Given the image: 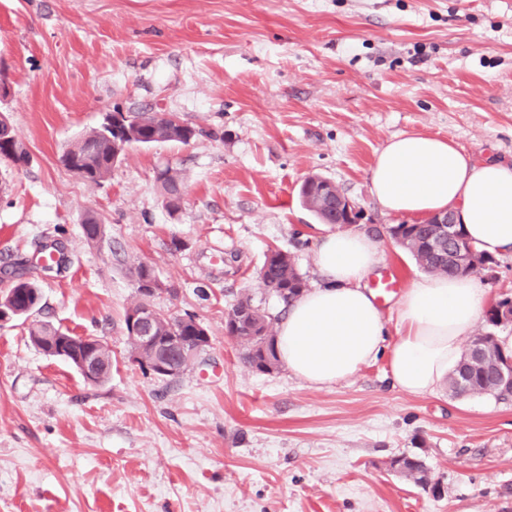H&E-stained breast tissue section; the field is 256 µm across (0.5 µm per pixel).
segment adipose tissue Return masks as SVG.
<instances>
[{
  "label": "adipose tissue",
  "instance_id": "obj_1",
  "mask_svg": "<svg viewBox=\"0 0 512 512\" xmlns=\"http://www.w3.org/2000/svg\"><path fill=\"white\" fill-rule=\"evenodd\" d=\"M370 182L387 213L452 211L487 256L512 253V164L474 162L447 139L417 132L385 142ZM379 261L378 244L365 232L340 230L322 239L314 255L320 282L291 301L277 323L278 357L290 372L330 386L385 350L394 385L407 393H431L446 379L460 359L461 338L482 313V288L469 274L413 280L397 307L405 332L389 346L383 315L365 284Z\"/></svg>",
  "mask_w": 512,
  "mask_h": 512
}]
</instances>
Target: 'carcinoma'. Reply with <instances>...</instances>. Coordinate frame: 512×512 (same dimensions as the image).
I'll return each mask as SVG.
<instances>
[{"instance_id": "obj_1", "label": "carcinoma", "mask_w": 512, "mask_h": 512, "mask_svg": "<svg viewBox=\"0 0 512 512\" xmlns=\"http://www.w3.org/2000/svg\"><path fill=\"white\" fill-rule=\"evenodd\" d=\"M202 130L185 122L165 121L157 112H141L136 116H125L119 112L112 115V122L100 125L80 137L60 157L61 164L68 170H78L84 180L100 184L108 179L112 167L117 163L125 147L139 143L150 145L157 142H179L188 144ZM0 158L20 169L29 164L30 154L26 144L18 138L13 127L0 123ZM157 181L164 191L167 206L175 207L180 199L182 178L172 168H165L157 175ZM389 235L406 248L416 264L428 273L457 275L469 274L473 268L454 262L457 246L450 242L440 248H432L435 226L432 224H394L388 228ZM153 277V271L140 263L135 268L134 281L137 293L145 297L143 288ZM259 279L266 292L287 305L306 288V282L288 253L274 250L265 259L259 271ZM41 296L39 288L31 281L20 280L3 297L0 307H17L21 304H35L34 297ZM228 335L237 338L242 347V360L250 367L268 372L278 362L275 350V336L271 330V317L262 311L252 299L239 300L225 316ZM157 336H182L194 342V337L205 331L195 317L172 318L157 314L155 323ZM60 336L73 346L81 344V337L60 327L47 323H33L28 328L32 345L41 348L42 337ZM479 346L469 347L457 368L448 377V390L455 397L468 394H488L498 400L512 398V354L503 353L498 337L488 332L476 338Z\"/></svg>"}]
</instances>
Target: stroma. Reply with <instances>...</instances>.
<instances>
[{
  "instance_id": "1",
  "label": "stroma",
  "mask_w": 512,
  "mask_h": 512,
  "mask_svg": "<svg viewBox=\"0 0 512 512\" xmlns=\"http://www.w3.org/2000/svg\"><path fill=\"white\" fill-rule=\"evenodd\" d=\"M0 98L30 163L0 162V296L37 284L31 318L0 324V512H512V400L414 396L387 354L316 386L247 368L224 317L292 255L307 285L330 224L302 205L329 179L372 233L377 272L421 276L370 193L384 143L427 132L474 161L512 162V0H0ZM172 113L190 144L131 146L95 185L59 157L105 112ZM182 173L178 209L156 175ZM104 226L87 242L82 225ZM61 247L45 269L37 244ZM165 284L157 312L196 317L210 347L179 378L136 362L132 269ZM475 277L512 298V253ZM100 339L92 384L29 340L30 321ZM422 461L427 484L391 469Z\"/></svg>"
}]
</instances>
